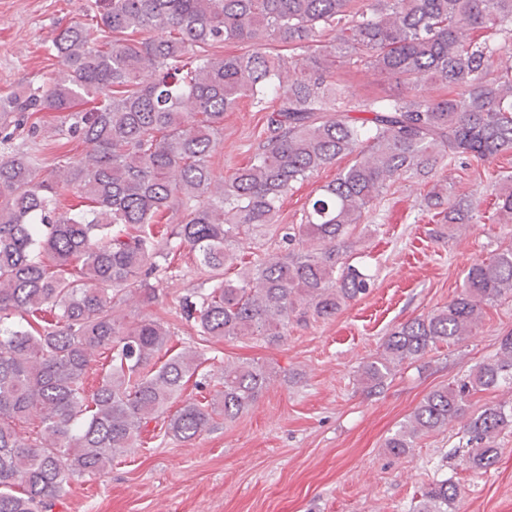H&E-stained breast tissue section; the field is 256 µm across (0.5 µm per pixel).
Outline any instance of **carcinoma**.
Returning a JSON list of instances; mask_svg holds the SVG:
<instances>
[{"label": "carcinoma", "instance_id": "obj_1", "mask_svg": "<svg viewBox=\"0 0 512 512\" xmlns=\"http://www.w3.org/2000/svg\"><path fill=\"white\" fill-rule=\"evenodd\" d=\"M96 18L56 34L59 68L44 85L0 95L4 120L32 112L70 120L33 125L31 138L67 132L87 145L42 177L39 158L13 143L21 122L0 128V512H48L71 478L99 475L140 447L148 422L161 417L164 434L189 442L267 388L264 365L204 372L199 351H171L167 323L118 314L127 296L155 299L156 259L188 247L207 269L211 287L181 301L202 341L261 336L274 345L290 320H329L371 287L343 255L384 191L458 160L479 167L512 154V68L498 63L512 45V0H106ZM135 33L148 37L126 39ZM230 40L250 50L213 52ZM338 63L384 74L407 93L346 99ZM424 81L448 94H422ZM269 96L279 105L251 160L217 178L210 158L224 113L244 97L261 106ZM348 155L353 164L287 227L286 254L224 278L242 234L278 223L288 192ZM66 192L81 210L61 207ZM494 196L499 220L512 221V178ZM176 204L186 219L165 232ZM446 218L469 224L475 208L461 198ZM508 294L512 248L472 263L448 306L386 336L361 365L362 382L380 388L398 365L471 335L483 305ZM99 352L108 364L90 389ZM197 376L212 383L209 396L181 399ZM503 384H512V336L469 381L431 391L385 448L408 453L465 413L470 390ZM508 427L506 403L469 419L476 467L497 462L495 439ZM457 496L448 481L433 483L418 512H448Z\"/></svg>", "mask_w": 512, "mask_h": 512}]
</instances>
